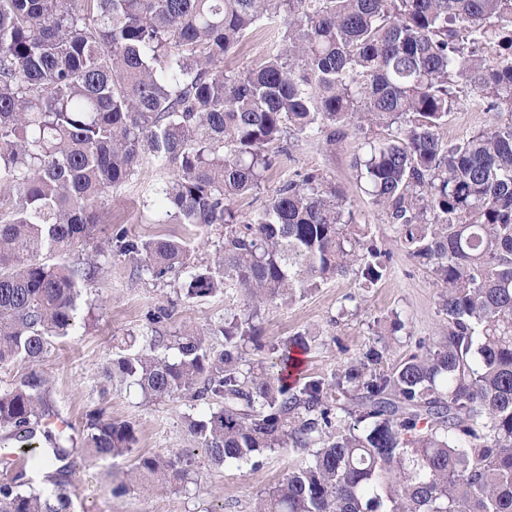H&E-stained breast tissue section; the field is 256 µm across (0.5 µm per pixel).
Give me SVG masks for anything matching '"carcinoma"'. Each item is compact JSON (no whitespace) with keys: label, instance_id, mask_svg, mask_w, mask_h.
Wrapping results in <instances>:
<instances>
[{"label":"carcinoma","instance_id":"1","mask_svg":"<svg viewBox=\"0 0 512 512\" xmlns=\"http://www.w3.org/2000/svg\"><path fill=\"white\" fill-rule=\"evenodd\" d=\"M277 30L262 61L224 73V56L259 23ZM472 97L509 118L453 142L448 114ZM396 126L356 159L408 254L444 288L447 335L395 367L381 353L329 376L289 381L300 333L273 348L272 372L246 367L262 311L339 277L360 287L386 256L361 237L336 186L310 172L241 221L230 200L258 188L288 134L326 125ZM168 171L151 189L162 221L224 227L203 269L189 236L129 239L120 255L185 296L228 289L238 312L207 335L160 332L110 373L155 399L203 408L186 423L214 465L259 466L266 450L310 459L253 512H512V0H0V368L34 364L78 325L82 285L99 267L55 256L84 249L97 207L143 159ZM55 415L32 370L0 388V512H73V449L37 437ZM135 430L105 409L82 451L132 453ZM194 453L139 454L147 492L186 483ZM63 463L54 489L25 491L26 469Z\"/></svg>","mask_w":512,"mask_h":512}]
</instances>
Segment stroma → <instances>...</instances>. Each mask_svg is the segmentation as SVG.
<instances>
[{"label": "stroma", "instance_id": "stroma-1", "mask_svg": "<svg viewBox=\"0 0 512 512\" xmlns=\"http://www.w3.org/2000/svg\"><path fill=\"white\" fill-rule=\"evenodd\" d=\"M273 40L270 29L260 27L224 57L228 73L246 71L264 57ZM498 120L496 113L472 111L463 103L448 116L440 131L448 141L485 130ZM384 127L361 133L353 127H337L335 138L289 135L288 154L265 175L251 193L235 197L231 206L249 218L279 187L298 175L317 171L336 185L353 213V222L386 253L387 274L377 286L359 287L355 276L333 280L298 298L285 308H267L262 316V349L249 350L246 359L255 367L270 369L271 349L289 336L310 331L316 338L305 356L304 377L330 375L339 365L362 357L369 348L382 351L383 367H390L417 352L419 346L438 343L445 334L439 312L440 287L431 272L407 253L395 225L376 205L360 182L354 167L366 139L387 138ZM165 173L151 162H143L137 176L113 192L102 212L101 231L95 232L87 248L100 250V271L85 285L81 314L85 328L55 340L36 368L48 379L58 417L68 421L71 436H78L85 415L105 407L112 418L130 422L138 441L134 452L112 460H89L75 456L78 479L70 489L74 512H253L264 497L302 457L285 450L261 455L260 468L225 463L217 467L205 456H197L194 483L173 484L156 495L130 486L114 496L117 484L128 483L134 457L140 453L166 456L192 448L185 418L198 409L188 400L160 401L145 398L136 387L110 379L106 365L113 353L141 350L152 328L169 337L185 328L210 331L240 306L235 291L205 299L188 300L179 290L184 276L164 282L137 273L131 264L106 249L104 228L122 229L133 238L179 234L178 224L159 221L150 203L152 186ZM171 313L169 319L153 323L157 309Z\"/></svg>", "mask_w": 512, "mask_h": 512}]
</instances>
